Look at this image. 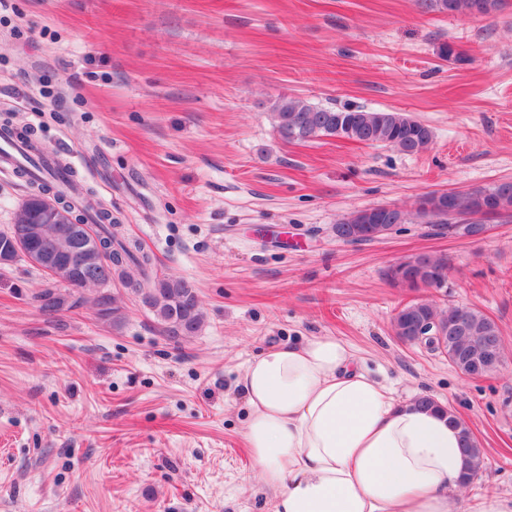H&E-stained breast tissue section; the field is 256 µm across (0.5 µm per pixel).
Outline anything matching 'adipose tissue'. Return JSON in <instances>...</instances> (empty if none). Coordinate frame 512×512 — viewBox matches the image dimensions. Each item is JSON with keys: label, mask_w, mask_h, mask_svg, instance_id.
Wrapping results in <instances>:
<instances>
[{"label": "adipose tissue", "mask_w": 512, "mask_h": 512, "mask_svg": "<svg viewBox=\"0 0 512 512\" xmlns=\"http://www.w3.org/2000/svg\"><path fill=\"white\" fill-rule=\"evenodd\" d=\"M240 385L252 466L274 512H452L460 500V428L396 401L342 340L261 352Z\"/></svg>", "instance_id": "1"}]
</instances>
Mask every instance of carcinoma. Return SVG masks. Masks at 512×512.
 <instances>
[{"mask_svg":"<svg viewBox=\"0 0 512 512\" xmlns=\"http://www.w3.org/2000/svg\"><path fill=\"white\" fill-rule=\"evenodd\" d=\"M420 6L428 11L443 14H466L473 17L489 16L503 6V0H420ZM273 123L286 140L309 141L318 137H337L352 140L369 146L384 145L407 154L423 152L433 139L429 126L414 119L409 114L395 111H370L360 108H329L313 105L300 98H282L271 108ZM455 212L476 218L483 224L490 220L512 218V180L498 182L488 188L469 192H430L418 203L416 214L430 224H450V213ZM366 210H357L343 217L336 230H343L367 242L364 235ZM409 220V214L397 207L382 211L374 224L379 237L384 238L395 226ZM82 223L93 222L98 242L110 260L107 267L97 266V256H88V266L97 271V278L84 284L86 290L106 287L114 277H119L125 287L140 298L154 315L163 333L171 339L180 340L195 336L202 329L205 316L200 298L194 285L183 278H161L155 272L154 257L135 240L121 235L122 224L108 209L92 202H86ZM50 225H41V232L24 251L18 252L7 235L0 232V265L8 266L18 260H25L38 269H43L39 255L46 250L43 245ZM428 270L422 278L448 274V256L426 254ZM78 272L59 268L52 277L53 288H45L36 294L41 307L57 311L70 297L72 287L68 285ZM467 312L465 335L472 340L485 339L502 346V336L497 323L488 315L473 306L449 305L441 307L433 300L418 299L401 305L391 321V327L398 339L412 343L414 338L411 324L420 320L433 319L441 326L442 335L435 338L434 349L448 357V363L460 372H465V363L455 359L459 340L448 338V321L461 312ZM418 404L450 415L451 421L461 427L465 444L464 481L478 475L484 467V452L468 425L453 411L438 402L434 397L423 394L417 397Z\"/></svg>","mask_w":512,"mask_h":512,"instance_id":"obj_1","label":"carcinoma"}]
</instances>
